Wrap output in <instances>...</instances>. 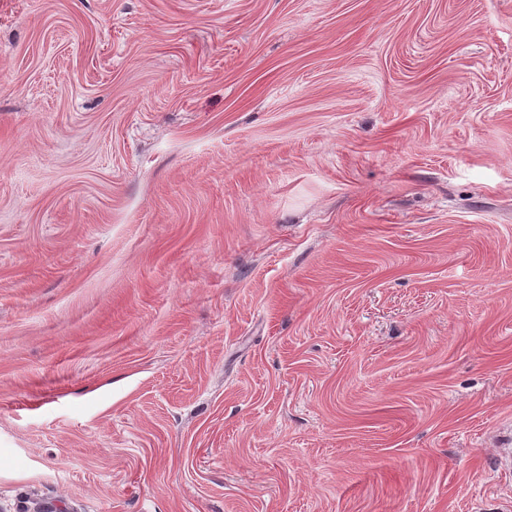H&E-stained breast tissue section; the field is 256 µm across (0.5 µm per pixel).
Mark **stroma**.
I'll return each instance as SVG.
<instances>
[{"label": "stroma", "instance_id": "obj_1", "mask_svg": "<svg viewBox=\"0 0 512 512\" xmlns=\"http://www.w3.org/2000/svg\"><path fill=\"white\" fill-rule=\"evenodd\" d=\"M512 0H0V512H512Z\"/></svg>", "mask_w": 512, "mask_h": 512}]
</instances>
